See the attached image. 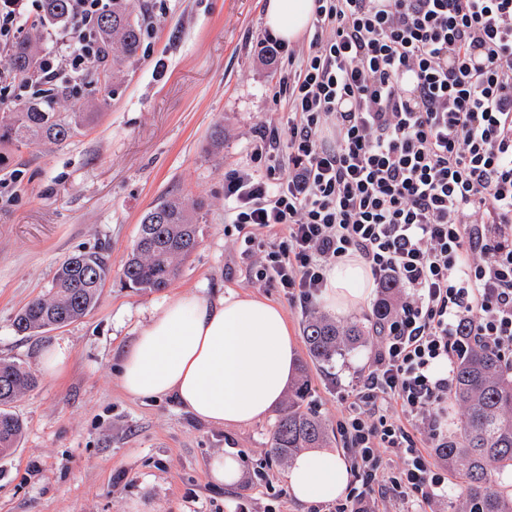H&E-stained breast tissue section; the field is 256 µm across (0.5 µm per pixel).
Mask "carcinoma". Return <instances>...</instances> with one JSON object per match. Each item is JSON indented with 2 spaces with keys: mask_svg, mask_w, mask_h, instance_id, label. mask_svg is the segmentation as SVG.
<instances>
[{
  "mask_svg": "<svg viewBox=\"0 0 512 512\" xmlns=\"http://www.w3.org/2000/svg\"><path fill=\"white\" fill-rule=\"evenodd\" d=\"M134 4L135 0H112V13L99 22L114 71L134 60L141 46L143 22L134 15ZM44 12L50 18H65L68 0H44ZM38 45L32 36L15 42L8 63L17 75L29 74ZM64 97L61 91L43 95L1 118L0 144L20 147L70 140L92 113L58 111L57 104ZM198 239L199 224L184 202L170 194L159 197L141 218L138 237L124 265V286L138 291L168 287L177 275L178 262L195 250ZM110 273L109 258L101 251L70 254L56 270L49 294L20 309L14 320L17 332L35 336L81 319L96 305ZM394 291V285L385 286L372 311L373 322L391 317ZM303 333L311 362L322 367L368 340L357 323L341 324L315 310L306 316ZM36 385L32 372L0 361V459L14 452L24 431L11 404ZM306 396L305 382L291 387L288 404L271 432L268 453L284 464L305 448L322 447L328 439L326 424L302 409ZM453 396L464 411L462 436L439 449V454L466 485L456 512H512V498L500 495L491 480L492 470L512 467V374L496 353L472 348L457 363Z\"/></svg>",
  "mask_w": 512,
  "mask_h": 512,
  "instance_id": "cac0c4a2",
  "label": "carcinoma"
}]
</instances>
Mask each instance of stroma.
<instances>
[{
    "label": "stroma",
    "mask_w": 512,
    "mask_h": 512,
    "mask_svg": "<svg viewBox=\"0 0 512 512\" xmlns=\"http://www.w3.org/2000/svg\"><path fill=\"white\" fill-rule=\"evenodd\" d=\"M139 54L108 79L105 103L81 134L58 145L0 146V360L39 374L12 405L24 432L0 460V512H339V500L300 503L286 469L267 454L279 417L234 429L204 423L173 399L126 394L116 369L124 348L169 294H254L281 306L295 336L305 312L282 288L249 275L243 243L224 233V174L249 164L257 131L288 112L279 76L289 54L273 59L256 44L266 28L263 0H144ZM223 140H216V129ZM195 209L199 244L167 289L125 288L123 266L140 219L161 194ZM104 249L111 279L95 307L68 326L19 335L13 321L46 294L71 253ZM64 349L60 374L39 373L50 345ZM372 343L354 347L330 367L310 363L304 410L335 429L341 395L366 365ZM234 450L240 482L227 487L209 472L214 455Z\"/></svg>",
    "instance_id": "1"
}]
</instances>
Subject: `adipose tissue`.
Returning <instances> with one entry per match:
<instances>
[{
    "mask_svg": "<svg viewBox=\"0 0 512 512\" xmlns=\"http://www.w3.org/2000/svg\"><path fill=\"white\" fill-rule=\"evenodd\" d=\"M312 9L313 0H266L264 24L291 43L307 28ZM370 294L361 259L338 261L327 271L326 307L358 306ZM296 356L280 306L256 295L177 292L125 348L119 382L131 396L171 397L201 421L234 427L266 417L280 403ZM349 479L346 463L329 449L299 453L286 472L292 497L303 503L335 499Z\"/></svg>",
    "mask_w": 512,
    "mask_h": 512,
    "instance_id": "1",
    "label": "adipose tissue"
}]
</instances>
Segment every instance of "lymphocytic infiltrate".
<instances>
[{
	"mask_svg": "<svg viewBox=\"0 0 512 512\" xmlns=\"http://www.w3.org/2000/svg\"><path fill=\"white\" fill-rule=\"evenodd\" d=\"M0 0V47L36 27L47 51L0 86L78 85L106 69L97 33L112 0ZM305 55L279 83L288 121L257 133L251 166L224 180L245 246L279 236L255 277L314 308L326 272L359 256L375 285L401 289L374 324L365 373L342 395L336 428L361 493L429 505L445 475L456 365L471 347L512 367V0H314ZM288 167L259 172L279 138Z\"/></svg>",
	"mask_w": 512,
	"mask_h": 512,
	"instance_id": "1",
	"label": "lymphocytic infiltrate"
}]
</instances>
